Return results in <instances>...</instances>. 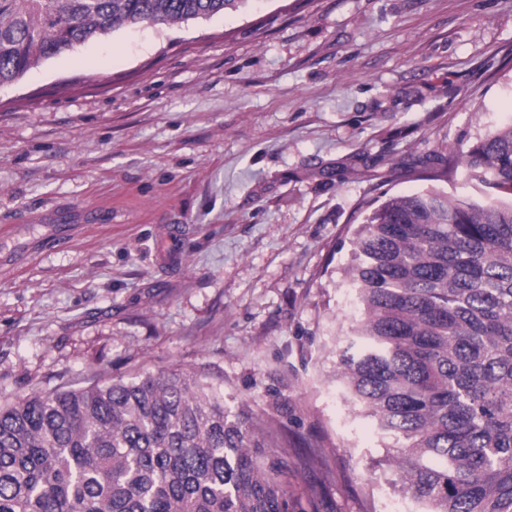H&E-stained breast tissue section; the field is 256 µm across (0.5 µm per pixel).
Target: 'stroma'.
Segmentation results:
<instances>
[{"instance_id": "stroma-1", "label": "stroma", "mask_w": 512, "mask_h": 512, "mask_svg": "<svg viewBox=\"0 0 512 512\" xmlns=\"http://www.w3.org/2000/svg\"><path fill=\"white\" fill-rule=\"evenodd\" d=\"M512 125V0H242L121 26L0 87V393L205 371L318 512L403 499L336 380L352 240ZM404 500V499H403Z\"/></svg>"}]
</instances>
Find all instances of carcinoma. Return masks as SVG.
Returning <instances> with one entry per match:
<instances>
[{
  "label": "carcinoma",
  "instance_id": "1",
  "mask_svg": "<svg viewBox=\"0 0 512 512\" xmlns=\"http://www.w3.org/2000/svg\"><path fill=\"white\" fill-rule=\"evenodd\" d=\"M236 0H0V86L118 25L209 18ZM463 163L499 200L435 189L355 232L365 319L339 378L385 434L420 512H512V126ZM276 430L201 373L102 374L0 402V512H306Z\"/></svg>",
  "mask_w": 512,
  "mask_h": 512
}]
</instances>
